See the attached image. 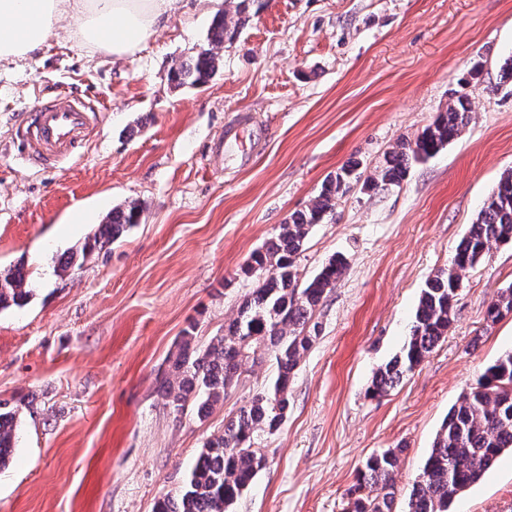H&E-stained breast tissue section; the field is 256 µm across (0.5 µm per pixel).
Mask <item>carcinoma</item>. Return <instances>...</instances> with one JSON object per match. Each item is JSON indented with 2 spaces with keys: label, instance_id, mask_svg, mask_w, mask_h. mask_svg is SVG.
I'll return each mask as SVG.
<instances>
[{
  "label": "carcinoma",
  "instance_id": "cac0c4a2",
  "mask_svg": "<svg viewBox=\"0 0 512 512\" xmlns=\"http://www.w3.org/2000/svg\"><path fill=\"white\" fill-rule=\"evenodd\" d=\"M230 34L224 16H218L205 47L170 70V84L180 88L212 78L218 68L217 50ZM469 113V95L455 90L446 111L415 140L401 141L387 151L370 176L361 178L354 165L341 167L326 179L307 209L292 214L252 253L242 272L253 288L237 317L224 326V334L201 348L190 332L184 333L156 387L163 405L175 415L189 408L199 417L209 415L239 382L244 364L256 361L261 351L273 356L275 374L267 387L224 420V431L204 444L179 488L159 498L153 512H230L249 489L264 465L255 436L280 427L289 407L290 380L318 331L314 313L346 269L345 259L336 257L314 277L299 280L295 260L312 228L333 210L353 181L362 179L383 188L399 185L411 163L437 154L462 134ZM141 212L136 202L112 210L81 248L64 256L61 268L80 265L88 255L112 245L139 223ZM511 241L512 170L500 177L448 266L426 281L409 337L400 353L378 369L371 396L384 395L421 365L448 333L461 272L477 264L492 246ZM32 294L24 266L0 273V309L23 306ZM506 313H512V287L489 304L487 320L494 323ZM18 429L16 412L0 410V469L14 456ZM508 449L512 450V351L487 366L448 412L413 483L407 512H449L453 498L479 481ZM398 465L399 453L394 449L370 456L350 492L347 512H393Z\"/></svg>",
  "mask_w": 512,
  "mask_h": 512
}]
</instances>
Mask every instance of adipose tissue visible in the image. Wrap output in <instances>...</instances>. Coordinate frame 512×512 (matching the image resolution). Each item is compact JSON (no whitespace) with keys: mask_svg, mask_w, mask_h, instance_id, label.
<instances>
[{"mask_svg":"<svg viewBox=\"0 0 512 512\" xmlns=\"http://www.w3.org/2000/svg\"><path fill=\"white\" fill-rule=\"evenodd\" d=\"M178 0H0V62L24 60L55 36L63 20L87 48L133 55Z\"/></svg>","mask_w":512,"mask_h":512,"instance_id":"1","label":"adipose tissue"}]
</instances>
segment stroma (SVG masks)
I'll use <instances>...</instances> for the list:
<instances>
[{
    "instance_id": "stroma-1",
    "label": "stroma",
    "mask_w": 512,
    "mask_h": 512,
    "mask_svg": "<svg viewBox=\"0 0 512 512\" xmlns=\"http://www.w3.org/2000/svg\"><path fill=\"white\" fill-rule=\"evenodd\" d=\"M180 0L123 59L60 35L0 64V272L25 266L33 295L0 310V403L18 448L0 470V512H152L224 420L264 389L271 356L249 367L209 417L176 416L156 376L184 332L222 335L251 288L242 265L322 183L354 162L373 173L414 140L468 80L470 121L400 186L355 183L310 232L300 279L335 256L347 270L317 308L320 331L290 385L265 458L233 512H345L358 471L401 447L395 512L449 409L512 350V313L485 320L512 286V244L463 272L452 323L384 396L379 366L407 340L421 290L446 267L501 175L512 169V0ZM238 24L216 74L172 87L170 68L207 42L217 13ZM60 94L103 105L88 141L48 166L17 131ZM238 147L218 152L229 123ZM139 224L82 267L60 271L116 206ZM451 512H512V451L454 497Z\"/></svg>"
}]
</instances>
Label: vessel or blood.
I'll return each instance as SVG.
<instances>
[{
	"instance_id": "1",
	"label": "vessel or blood",
	"mask_w": 512,
	"mask_h": 512,
	"mask_svg": "<svg viewBox=\"0 0 512 512\" xmlns=\"http://www.w3.org/2000/svg\"><path fill=\"white\" fill-rule=\"evenodd\" d=\"M96 112L93 103L71 96L41 104L19 131L28 159L42 165L63 159L84 140Z\"/></svg>"
}]
</instances>
